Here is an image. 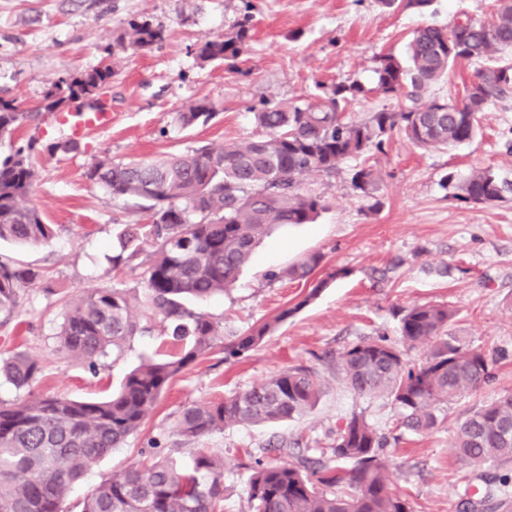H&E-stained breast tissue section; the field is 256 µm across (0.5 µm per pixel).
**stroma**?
Returning <instances> with one entry per match:
<instances>
[{"label": "stroma", "instance_id": "stroma-1", "mask_svg": "<svg viewBox=\"0 0 512 512\" xmlns=\"http://www.w3.org/2000/svg\"><path fill=\"white\" fill-rule=\"evenodd\" d=\"M493 5L494 0H431L420 10L404 0L389 7L380 0H0V98L31 109L59 78L106 64L115 71L103 97L112 109L110 129L89 133L69 151L59 148L66 135L46 119L13 135L18 143L32 136L40 142L31 201L56 234L37 247L0 240V259L38 274L33 285L21 289L10 319L0 324V358L21 352L35 359L41 367L36 392L95 399L118 388L142 360L174 350L159 333L137 336L120 359H104L94 376L58 349L56 333L70 300L117 284L139 295L145 287L142 269L116 272L110 261L124 226L142 223L144 216L86 178L94 162L241 143L258 133L253 109L261 101L304 100L347 79L367 90L351 117L396 109V101L373 89L378 57L403 56L419 26L479 18ZM143 20L163 30V41L147 51L113 54L115 38L130 22ZM244 20L251 39L237 59L198 58L200 39L222 37ZM481 67L476 60L457 62L447 79L430 89V97L461 101ZM198 100L213 105L215 118L180 126L175 114ZM354 166L350 160L332 176L306 177L303 192L327 204L315 222L275 228L232 291L189 303L220 322L228 335L270 320L284 307L297 303L300 311L241 358L228 362L218 351L199 358L172 382L141 431L71 487L69 501L81 500L122 471L151 437L171 432L186 406L245 389L291 366L314 367L324 394L306 416L232 426L198 442L227 464L224 512H252L248 455L296 460L294 441L328 446L354 412L381 430L392 428L390 403L356 397L331 356L380 334L398 340L400 311L426 302L457 309L455 331L496 358L495 378L449 404L436 430L403 434L390 446L392 487L409 497L415 512H463L469 487L478 497H498L497 484L462 466L452 445L459 420L512 391V198L489 206L464 204L452 198L442 179L489 168L512 183V93L481 114L480 131L468 143L424 150L393 136L378 157L383 181L375 198L352 189ZM312 253L322 254L325 269L339 272L314 299H307L304 282L269 280V273ZM282 442L289 443L288 452L279 451Z\"/></svg>", "mask_w": 512, "mask_h": 512}]
</instances>
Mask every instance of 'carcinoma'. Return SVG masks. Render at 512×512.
<instances>
[{
    "label": "carcinoma",
    "instance_id": "carcinoma-1",
    "mask_svg": "<svg viewBox=\"0 0 512 512\" xmlns=\"http://www.w3.org/2000/svg\"><path fill=\"white\" fill-rule=\"evenodd\" d=\"M163 33L148 22L130 23L117 38L124 51L146 50ZM249 29L241 22L220 39L199 46L204 61L237 58L247 47ZM512 0H496L485 21L460 22L456 30L425 25L415 29L404 56H382L374 68L375 89L401 101L364 119L345 115L365 96L356 80L336 83L313 102L268 101L254 113L262 133L243 143L205 147L190 154L153 160H100L86 177L147 214L144 224H128L112 255L122 271L147 264L145 293L137 298L121 287L95 289L66 308L57 336L64 351L81 360L92 375L108 356L120 357L130 339L154 330L182 345L170 358L148 361L128 373L119 389L102 400H76L30 393L18 402H0V512H224V459L208 448L192 449L187 465L176 463L164 438L149 441L128 468L94 487L74 506L71 485L102 456L142 428L166 387L199 358L220 349L224 360L242 357L266 341L289 317L307 305L341 270L313 279L323 256L307 255L269 279L312 284L292 307L239 334L224 337L220 326L187 306L232 290L261 240L279 224H310L326 208L319 196L300 191L312 173L331 174L347 159L363 158L351 179L354 191L372 197L381 181L369 159L383 151L392 132L414 144L446 148L467 143L478 132V118L512 91ZM460 60L486 65L462 101L421 103L429 88L448 77ZM114 76L109 65L60 78L40 105L20 110L0 98V139L42 114L58 112L88 98ZM216 116L206 101L176 113L184 127ZM30 139L0 155V239L44 245L55 236L52 224L29 204L36 172ZM451 197L492 205L512 191L490 169L463 179L443 177ZM37 273L0 260V314L10 318L19 292ZM455 311L445 305L414 304L399 318V342L385 337L361 341L336 355L347 387L360 398L383 397L396 411L397 429L422 434L436 429L448 404L488 384L495 360L452 330ZM423 349L422 358L409 357ZM38 362L17 353L0 362V377L33 389ZM324 393L311 367L279 374L205 404L185 407L175 432L191 442L232 425L283 422L310 412ZM387 437L361 413L345 418L328 448L316 458L264 463L255 460L248 483L253 512H414L409 500L391 489ZM456 457L485 479L497 480L509 500V477L490 470L512 460V392H505L462 419L455 430Z\"/></svg>",
    "mask_w": 512,
    "mask_h": 512
}]
</instances>
